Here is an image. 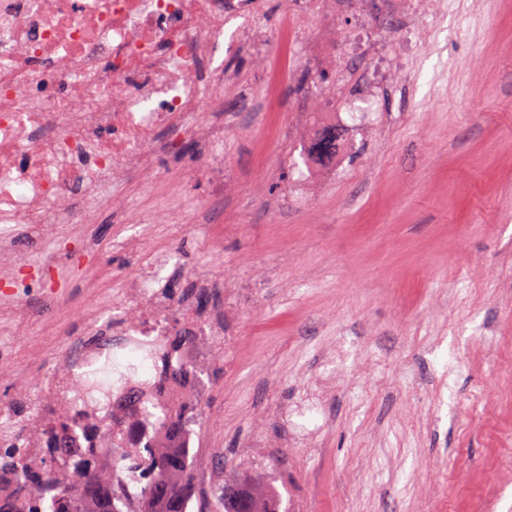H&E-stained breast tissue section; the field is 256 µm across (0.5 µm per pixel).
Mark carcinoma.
<instances>
[{"mask_svg":"<svg viewBox=\"0 0 512 512\" xmlns=\"http://www.w3.org/2000/svg\"><path fill=\"white\" fill-rule=\"evenodd\" d=\"M185 340L180 336L170 341L154 365L159 382L191 385L205 372L204 364L178 356ZM200 417L196 404L160 417L140 433L139 451L113 447L108 463L97 447L100 434L112 427L104 413L88 420L77 409H64L48 423L42 436L47 447L67 454L65 462L53 455L29 463L22 448L24 426L15 424L13 446L0 448V481L9 486L0 495V512H189L194 501L197 512H211L190 477L193 449L185 439ZM119 468L146 478L138 495L115 484ZM234 487L226 482L221 488L224 512H258L254 499L239 497Z\"/></svg>","mask_w":512,"mask_h":512,"instance_id":"carcinoma-1","label":"carcinoma"}]
</instances>
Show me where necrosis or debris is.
Instances as JSON below:
<instances>
[{
  "mask_svg": "<svg viewBox=\"0 0 512 512\" xmlns=\"http://www.w3.org/2000/svg\"><path fill=\"white\" fill-rule=\"evenodd\" d=\"M262 0H0V257L11 256L13 227L31 241L59 240L77 221L76 190L151 177L153 152L183 135L184 115L205 105L211 122L198 133L199 168L214 196L224 194V162L213 147L224 139V86L228 73L211 68L234 14L254 16ZM169 253L156 254L132 276L118 300V316L97 340H73L61 367L37 388L36 413L27 424L30 458L46 454L34 434L68 407L88 416H113L99 445H128L132 426L153 424L179 409L180 394L159 388L153 374L133 381L118 365L134 353L153 362L170 334L161 312L177 300L159 284ZM14 264L0 267V333L25 326L28 281ZM152 401L124 413L132 384Z\"/></svg>",
  "mask_w": 512,
  "mask_h": 512,
  "instance_id": "necrosis-or-debris-1",
  "label": "necrosis or debris"
}]
</instances>
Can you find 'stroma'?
<instances>
[{
    "instance_id": "stroma-1",
    "label": "stroma",
    "mask_w": 512,
    "mask_h": 512,
    "mask_svg": "<svg viewBox=\"0 0 512 512\" xmlns=\"http://www.w3.org/2000/svg\"><path fill=\"white\" fill-rule=\"evenodd\" d=\"M441 2L421 5L430 35L405 56L391 18L411 0L333 16L324 0H264L258 59L234 49L229 21L214 57L239 84L223 199L186 137L155 164L196 223H158L157 191L131 182L98 190L79 233L45 245L54 269L0 360L14 420L89 314L112 309L81 292L85 273L117 295L173 249L169 321L224 311V348L202 355L194 477L246 480L279 512H512V0ZM326 31L338 64L312 67ZM365 45L391 63L373 103L354 92ZM325 109L346 153L302 194V127ZM186 271L222 276L225 294L199 298ZM65 299L63 334L47 333ZM324 376L333 387L299 419L314 442L289 438L280 415Z\"/></svg>"
}]
</instances>
